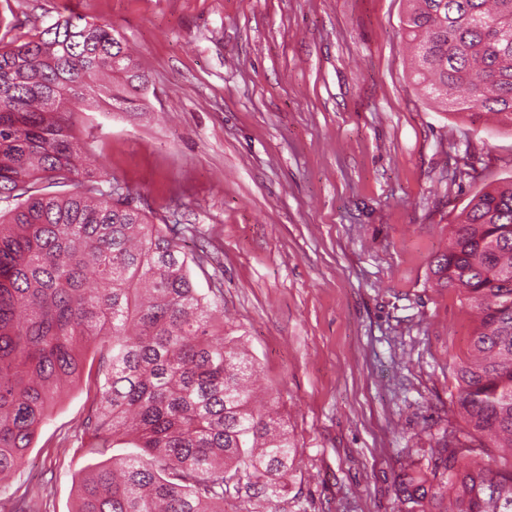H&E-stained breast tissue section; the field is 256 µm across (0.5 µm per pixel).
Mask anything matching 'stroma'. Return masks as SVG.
I'll list each match as a JSON object with an SVG mask.
<instances>
[{"label":"stroma","mask_w":512,"mask_h":512,"mask_svg":"<svg viewBox=\"0 0 512 512\" xmlns=\"http://www.w3.org/2000/svg\"><path fill=\"white\" fill-rule=\"evenodd\" d=\"M405 0H0V38L70 13L118 32L145 109L80 114L97 159L169 224L196 288L224 303L296 444L279 498L224 512H397L401 470L461 429L455 358L475 316L430 274L477 192L512 177V130L437 110L409 75ZM82 380L50 409L0 512H73L110 459L79 426Z\"/></svg>","instance_id":"stroma-1"}]
</instances>
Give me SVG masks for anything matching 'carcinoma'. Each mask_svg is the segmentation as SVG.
<instances>
[{"label": "carcinoma", "instance_id": "carcinoma-1", "mask_svg": "<svg viewBox=\"0 0 512 512\" xmlns=\"http://www.w3.org/2000/svg\"><path fill=\"white\" fill-rule=\"evenodd\" d=\"M408 2L402 35L427 99L512 127V0ZM147 81L120 35L82 16L0 39V477L21 465L60 387L87 376L84 429L101 448L130 437L138 452L84 474L75 512H224L231 483L288 490L296 447L255 405V364L195 288L169 225L106 167L76 163L89 149L74 115L104 90L141 112ZM430 273L479 315L453 363L469 430L443 431L429 473L399 475L401 512H432L435 484L448 512H512V470L466 464L475 434L512 449V181L470 199Z\"/></svg>", "mask_w": 512, "mask_h": 512}]
</instances>
